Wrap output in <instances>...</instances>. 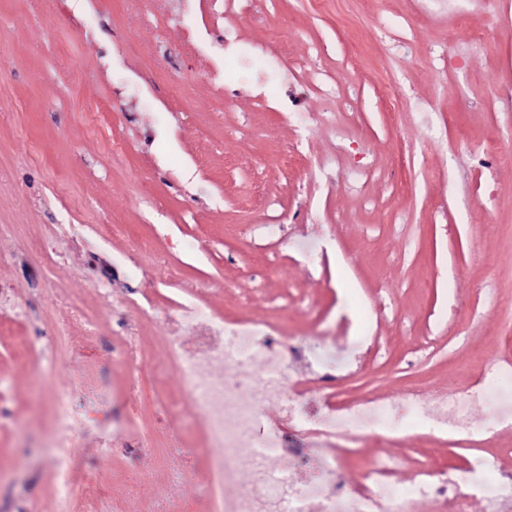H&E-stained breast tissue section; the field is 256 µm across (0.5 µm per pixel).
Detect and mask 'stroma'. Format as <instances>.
<instances>
[{"instance_id":"35a3bbf8","label":"stroma","mask_w":512,"mask_h":512,"mask_svg":"<svg viewBox=\"0 0 512 512\" xmlns=\"http://www.w3.org/2000/svg\"><path fill=\"white\" fill-rule=\"evenodd\" d=\"M64 7L73 21L55 26ZM407 26L409 51L396 43ZM165 29L158 38L127 0H0V289L25 305L21 320L0 322V381L29 427L24 441L0 430V512H47L56 494L40 462L55 420L50 399L32 405L39 375L97 419L71 425L72 486L93 471L110 490L89 512H211L216 451L204 412L181 396L161 317L188 295L300 342L306 355L288 373L320 406L408 391L452 397L512 362V160L480 170L464 157L478 141L512 148V0L464 20L417 13L415 0H262L235 33L241 50L266 51L265 89L238 75L227 107L182 29ZM476 30L489 36L474 54ZM130 37L142 56L123 53ZM307 61L336 80V96L297 76ZM389 65L409 100L432 103L440 139L393 111ZM177 74L186 82L175 108ZM87 103L101 112L82 113ZM309 112L335 113L388 181L309 182L303 160L288 156ZM274 215L280 228L264 236ZM53 224L84 232L62 238L49 261L30 244ZM302 241L325 251L300 256L292 245ZM51 290L64 304L48 300ZM72 301L84 324L72 320ZM264 418L307 457L291 471L296 483L325 456L357 485L383 452L406 456L393 476L403 486L424 467L476 453L512 476V426L489 404L464 434L396 417L384 443L356 426L331 440L290 431L273 404Z\"/></svg>"}]
</instances>
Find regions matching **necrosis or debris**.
<instances>
[{
    "instance_id": "necrosis-or-debris-1",
    "label": "necrosis or debris",
    "mask_w": 512,
    "mask_h": 512,
    "mask_svg": "<svg viewBox=\"0 0 512 512\" xmlns=\"http://www.w3.org/2000/svg\"><path fill=\"white\" fill-rule=\"evenodd\" d=\"M145 20L159 25L161 18L179 17L185 36L196 57L207 67V76L215 86H223L225 69L252 66L253 55L228 50L214 58L212 49L221 47L234 30L233 15L255 12L257 0H138ZM169 323L188 326L205 322L207 333L198 337L195 350L188 351L172 343L173 363L183 379L182 395L206 410L209 417L208 440L220 449L211 462L209 481L215 489L213 512H306L307 502L319 505V512H388L402 493L419 498L443 497L448 512H465L461 491L487 498L496 512L504 503H512V485L492 481L497 469L495 459L474 456L445 470L423 469L409 490L390 479L404 460L383 455L372 461L362 491H352L335 467L321 466L320 475L303 485L291 478L292 458L283 455L284 439L280 431L266 428L262 421L265 404H279L289 421L303 425L317 423L321 434L342 435L349 424L372 426L395 409L392 401L372 399L362 405L335 406L309 411L306 398L292 381L284 364L285 355L301 356L300 347L282 352L273 330L266 325L245 321H227L223 317L204 314L193 301H177L163 313ZM220 361L221 372L208 371L211 361ZM260 365L263 382L258 386L230 385L229 376L245 368ZM54 419L58 429L54 435L55 452L47 461L58 476H65L72 462L66 453L73 440L69 423L81 411L69 398L67 390H56ZM495 404L501 422H512V391L489 382L483 390L464 392L432 404L416 405L418 416H430L436 423L461 433L468 429L473 409L481 402ZM252 474L246 486H239L242 468ZM238 485L237 494L227 497L222 490Z\"/></svg>"
}]
</instances>
